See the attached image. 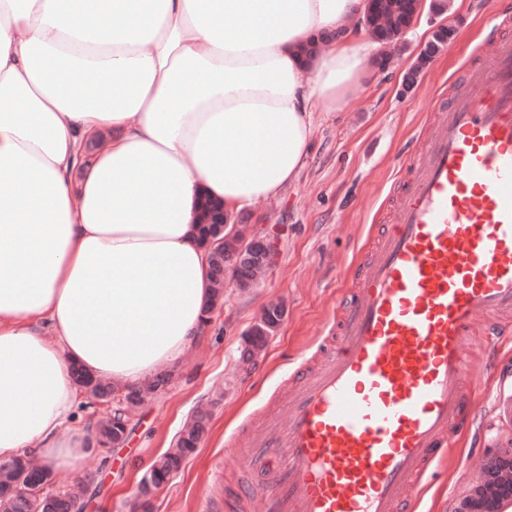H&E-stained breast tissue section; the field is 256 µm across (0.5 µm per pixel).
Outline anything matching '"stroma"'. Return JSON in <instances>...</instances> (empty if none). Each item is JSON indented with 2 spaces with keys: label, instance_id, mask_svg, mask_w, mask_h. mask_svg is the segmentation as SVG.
I'll use <instances>...</instances> for the list:
<instances>
[{
  "label": "stroma",
  "instance_id": "stroma-1",
  "mask_svg": "<svg viewBox=\"0 0 512 512\" xmlns=\"http://www.w3.org/2000/svg\"><path fill=\"white\" fill-rule=\"evenodd\" d=\"M500 7V0H449L455 33L408 90L404 78L433 27L431 14H423L401 36L396 66L370 69L359 95L342 111L317 113L312 152L296 182L242 216L249 225H287L276 267L249 288L226 282L222 307L211 314L180 373L135 412L124 447L89 449L80 471L55 473L50 493H67L93 472L98 480L83 496V512H133L142 476L204 403L212 410L205 440L148 508L225 512L224 487L232 480L224 469L228 438L271 406L296 360L316 351L337 298L349 287V268L405 175L403 162L418 132L496 24ZM272 303L284 304L286 317L261 348L250 349L244 333ZM469 374L490 389L471 395L473 424L449 445L413 512H460L477 482L467 456L489 460L512 452V335L492 347L477 343Z\"/></svg>",
  "mask_w": 512,
  "mask_h": 512
}]
</instances>
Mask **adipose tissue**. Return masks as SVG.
Segmentation results:
<instances>
[{
	"instance_id": "adipose-tissue-1",
	"label": "adipose tissue",
	"mask_w": 512,
	"mask_h": 512,
	"mask_svg": "<svg viewBox=\"0 0 512 512\" xmlns=\"http://www.w3.org/2000/svg\"><path fill=\"white\" fill-rule=\"evenodd\" d=\"M361 9L0 0V463L78 470L75 368L122 389L180 370L212 313L201 198L236 216L294 181L316 112L366 75Z\"/></svg>"
}]
</instances>
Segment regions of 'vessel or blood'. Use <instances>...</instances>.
<instances>
[{"label": "vessel or blood", "mask_w": 512, "mask_h": 512, "mask_svg": "<svg viewBox=\"0 0 512 512\" xmlns=\"http://www.w3.org/2000/svg\"><path fill=\"white\" fill-rule=\"evenodd\" d=\"M512 22L437 102L351 287L273 409L232 438L241 512H405L471 423L479 337L512 324Z\"/></svg>", "instance_id": "b4317fda"}]
</instances>
